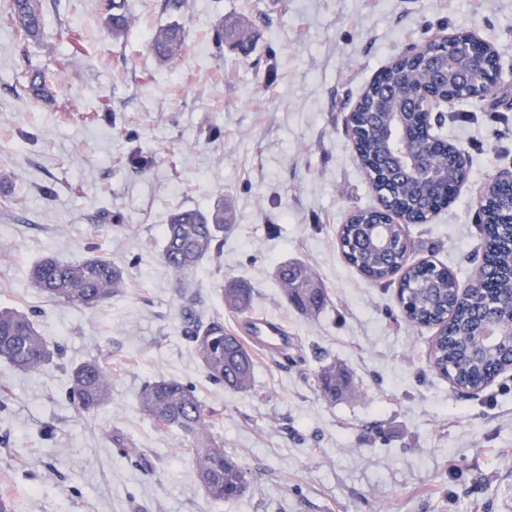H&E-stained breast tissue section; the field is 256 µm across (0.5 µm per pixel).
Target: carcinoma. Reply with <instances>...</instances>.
Masks as SVG:
<instances>
[{
	"mask_svg": "<svg viewBox=\"0 0 512 512\" xmlns=\"http://www.w3.org/2000/svg\"><path fill=\"white\" fill-rule=\"evenodd\" d=\"M53 3L55 0H4L0 10L18 39L35 41L43 34L45 13ZM131 23L128 0H110L105 24L112 38H123ZM252 38L251 29L235 19L222 22L216 35L218 44L233 47H242ZM149 48L161 62L174 64L186 49L183 28L172 24L154 30ZM406 70L421 79L426 78L424 68L413 57L406 56L394 64L382 82L367 94L362 111L356 115L358 139L355 145L370 184L391 206L413 220L435 206L448 203V182L455 179L456 168L451 155L437 156L435 162L448 172V178L432 183L425 194L419 193L411 181L388 179L389 150L379 129L384 125L382 111L391 108L392 101L384 95L383 89L396 83ZM50 82V75L35 71L26 93L42 98L48 94ZM502 205L500 194L493 193L487 211L495 223L481 225L485 251L480 272L496 297L509 299L512 297V229H503L496 223ZM380 220L379 212L374 209L353 210L349 222L340 227L338 245L347 262L366 278L382 282L399 277L400 305H408L402 310L407 321L438 328L431 349L437 369L451 375L460 388L468 390L512 364L509 344L487 350L480 348L478 333L488 314V304L461 292L448 269L430 262L408 263L406 253L410 241L403 225H386L394 243H402V249H379L373 235ZM163 238L161 260L164 265L180 278L195 271L204 258L224 246V204L206 212L198 209L174 212L163 229ZM293 267L297 270L296 283L288 281L286 264L278 268L279 282L287 301L298 311L310 314L324 304L325 292L312 287V274L307 266L295 263ZM29 280L49 300L93 309L124 287L125 271L103 256L76 261L47 257L30 268ZM222 300L230 312L245 318L251 312L254 295L247 286L230 281L222 288ZM191 338L210 378L234 389L251 385L254 363L250 351L230 342L224 334V320L212 318L193 325ZM57 355L58 352L49 349L28 313L17 308H0L1 359L21 371L33 373L53 363ZM71 380L73 404L79 411H94L110 401V381L98 360L89 359L75 366ZM318 388L324 397L336 398V369L321 373ZM138 404L158 429L176 430L181 434L193 454L197 478L211 501L233 500L249 487L250 473L211 435L214 415L203 408L182 382L159 377L141 388Z\"/></svg>",
	"mask_w": 512,
	"mask_h": 512,
	"instance_id": "carcinoma-1",
	"label": "carcinoma"
}]
</instances>
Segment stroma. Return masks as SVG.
<instances>
[{"mask_svg": "<svg viewBox=\"0 0 512 512\" xmlns=\"http://www.w3.org/2000/svg\"><path fill=\"white\" fill-rule=\"evenodd\" d=\"M129 7L119 40L104 0H56L35 43L0 19V306L32 313L64 351L37 373L0 361V497L15 512H512V369L473 393L453 387L430 359L435 328L406 323L396 284L362 276L337 242L353 209L378 205L345 128L368 83L408 46L461 28L512 73V0ZM234 17L258 32L248 53L215 41ZM174 23L187 48L168 66L148 41ZM37 69L57 76L50 99L23 92ZM441 111L433 132L465 154L469 180L409 225V260L448 268L464 287L484 253L472 194L512 170V90ZM220 201L231 209L224 248L179 288L162 229L176 210ZM48 255L105 256L126 286L93 309L50 301L28 279ZM285 262L325 288L320 313L287 302L275 276ZM231 278L254 288L253 314L288 330L278 356L253 349L245 391L210 380L187 336L196 319L236 326L219 297ZM93 358L112 400L81 413L70 370ZM330 365L349 378L333 400L317 386ZM159 376L214 413V437L251 474L243 496L210 502L180 434L142 414L138 393Z\"/></svg>", "mask_w": 512, "mask_h": 512, "instance_id": "1", "label": "stroma"}]
</instances>
